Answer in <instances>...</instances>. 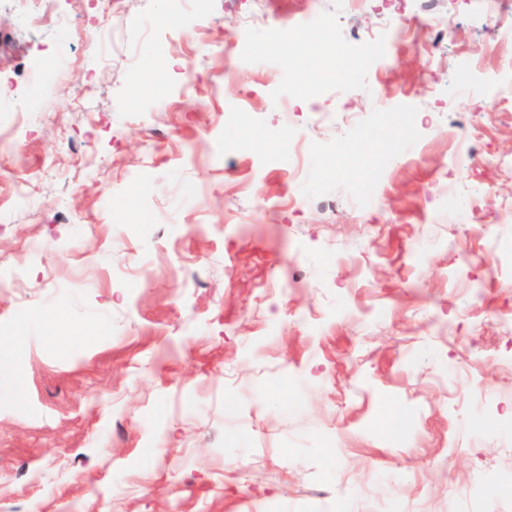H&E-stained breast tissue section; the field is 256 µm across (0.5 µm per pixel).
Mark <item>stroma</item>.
Segmentation results:
<instances>
[{"label":"stroma","mask_w":512,"mask_h":512,"mask_svg":"<svg viewBox=\"0 0 512 512\" xmlns=\"http://www.w3.org/2000/svg\"><path fill=\"white\" fill-rule=\"evenodd\" d=\"M254 8L0 0V512H512V112L445 175L512 0H436L429 80L405 44L371 97L323 77L375 0Z\"/></svg>","instance_id":"obj_1"}]
</instances>
